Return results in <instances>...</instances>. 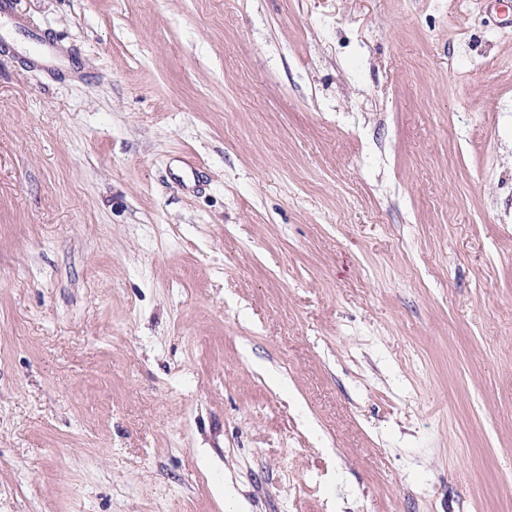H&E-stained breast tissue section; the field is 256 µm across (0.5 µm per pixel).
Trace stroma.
Wrapping results in <instances>:
<instances>
[{
  "label": "stroma",
  "instance_id": "35a3bbf8",
  "mask_svg": "<svg viewBox=\"0 0 512 512\" xmlns=\"http://www.w3.org/2000/svg\"><path fill=\"white\" fill-rule=\"evenodd\" d=\"M14 3L0 512H512V0ZM29 64L49 75L59 76L79 68L81 58L70 46H66L52 33L38 38L36 48L28 51Z\"/></svg>",
  "mask_w": 512,
  "mask_h": 512
}]
</instances>
